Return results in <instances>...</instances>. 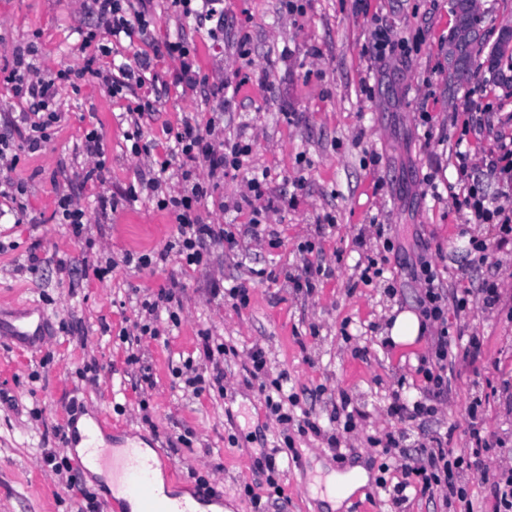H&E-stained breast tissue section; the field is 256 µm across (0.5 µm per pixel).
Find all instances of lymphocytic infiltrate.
Masks as SVG:
<instances>
[{
  "label": "lymphocytic infiltrate",
  "instance_id": "1",
  "mask_svg": "<svg viewBox=\"0 0 512 512\" xmlns=\"http://www.w3.org/2000/svg\"><path fill=\"white\" fill-rule=\"evenodd\" d=\"M83 6L95 21L94 30L85 33L83 46L92 47V54L84 60L82 74L93 78H102L105 73L104 61L112 56V43H134L149 34L156 22L151 10L150 0H84ZM170 9L180 16L195 19L198 24L207 25V34L211 40L220 42L224 39V10L221 0H169ZM111 36V44L97 41L99 33ZM413 49L409 37L394 34L389 26H378L370 36L365 50L371 64L379 65L396 57H406ZM35 47L15 48L10 58L0 64V71L5 74V81L10 84L19 112L10 117L9 123L17 132L18 141L0 138V167L15 169L17 157L13 152L15 145L34 151L50 140L53 131L61 121L58 99V81L68 79V71L58 72L56 78L44 75L36 62ZM168 57L174 63L169 79H162L155 71L153 61ZM151 87L157 93H169L171 88L179 87L185 91H197L207 88L210 97L217 102L227 101L234 87L228 79H210L202 73L195 49L182 38L166 40L154 46L152 52L134 51L132 58L122 61L118 74L111 80L110 93L113 98L126 101V110L131 119L132 129L126 132L125 139L130 144L134 156H147L151 153L150 142L145 141L140 120L144 114L154 111V100L144 97L128 100L127 95L136 88ZM222 117L213 112L207 118L183 119L180 128L173 136L172 153L180 161L182 187L177 193L163 192L169 161L149 165L142 173L137 185L128 186L118 193L102 194L98 201L100 211L117 210L121 202H134L140 192H148L154 199L158 210L170 213L177 226L178 235L174 241L157 253L138 257L141 266L166 263L170 257H177L188 266H199L207 259L206 247L210 244H235L236 234L231 225L208 222L203 212L210 199L230 174L245 168L253 151L249 140H216L215 134L220 127ZM457 169L456 186L462 191L463 205L471 212L472 223L490 224L495 228L492 245L502 250L512 247V210L489 202L479 195L473 186L474 170L467 162V153H460ZM240 201L250 210V223L259 226L266 223L270 214L279 213L295 207L297 198H286L274 193L267 178L253 177L247 181V190ZM418 277L423 286L420 299L422 313L426 320L440 323L438 338L434 344V367L424 368L423 374L433 403L448 394V360L457 356L468 363H475L480 355L477 338L468 339L466 344L453 346L450 333L444 326L449 308H463L468 303L470 288H456L445 292L438 283V275L431 264H421ZM182 301L176 286L160 288L155 299L143 301L141 309L145 313L143 324L138 325L137 333L129 344L131 351L126 358L127 365L139 363L136 351L144 339L155 338L159 331L154 326L160 312H167L170 320H177L178 309ZM200 359L211 370V379H204L202 374L189 377L188 383L195 392L205 391L207 386H221L224 381V345L214 343L209 331H201L199 343ZM404 432L389 435L387 448L400 449V468L402 481L392 489V501L403 505L409 493L428 497H441L444 504L453 501H465L463 487L453 481V472L462 468L464 457H451L448 438L442 434L433 435L427 447L418 453L402 450Z\"/></svg>",
  "mask_w": 512,
  "mask_h": 512
}]
</instances>
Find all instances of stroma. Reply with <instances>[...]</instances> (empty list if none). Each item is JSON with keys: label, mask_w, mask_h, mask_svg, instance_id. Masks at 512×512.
<instances>
[{"label": "stroma", "mask_w": 512, "mask_h": 512, "mask_svg": "<svg viewBox=\"0 0 512 512\" xmlns=\"http://www.w3.org/2000/svg\"><path fill=\"white\" fill-rule=\"evenodd\" d=\"M162 42L184 34L193 42L203 73L247 76L248 88L224 107V136L245 134L253 142L249 171H267L277 193L297 196L288 211L268 223L282 245L249 231L247 211L233 203L245 192L249 171L225 179L217 195L225 208L209 207L208 219L236 225L237 246H214L206 264L194 268L171 260L165 266L137 268L125 254L162 249L177 227L148 195L101 215L97 199L136 183L146 159L132 156L124 135L129 128L122 101L112 99L101 81L88 77L59 81L58 129L36 154L20 151L14 178L25 180L26 209L0 223V322L35 306L49 320L47 336L9 340L0 335V512H78L83 492L106 500L105 487L89 471H55L45 451L76 459L74 424L99 420L107 444L143 440L157 455L169 457L176 472L166 480L173 494L201 498L216 490L225 512H332L327 488L336 477L363 466L369 476L339 512H452L442 500L410 498L396 506L384 492L402 474L380 446L399 423L387 407L394 389L419 399L420 360L429 355L437 325H429L407 347L387 342L389 320L417 310L419 283L410 267L426 259L444 286L454 284L459 264L469 262L472 241L495 229L474 224L458 234L464 215L441 193L456 178L454 143L460 134L451 114L472 95L485 105L477 113L481 131L469 135L470 164H478L498 134L512 133V90L482 91L487 68L473 69L468 82L448 78V38L455 26L451 0H304L303 14H288L280 0H224V40L212 43L206 28L184 29L167 0H153ZM398 35L418 38L416 51L390 65L386 76L368 72L363 47L376 20ZM82 0H0V58L18 46L36 45L48 77L80 69L85 53L80 34L93 28ZM251 35L250 66H243L234 44ZM203 93L170 92L157 112L143 119L152 142V159H164L168 128L184 117L215 109ZM433 116L432 139H425L418 114ZM100 125L104 134V182H82L86 159L81 140ZM380 163L365 167L370 155ZM435 173L434 187L423 181ZM71 194L85 211L83 234L73 237L53 216L60 194ZM332 225H325V215ZM391 227L393 252H385L373 227ZM313 242L309 255L298 247ZM41 259L31 270L29 256ZM384 259L383 276L364 282L359 258ZM330 268L312 294L295 291L291 279L305 261ZM114 262L105 279L85 275V265ZM262 279H255L257 270ZM399 287L388 293L386 279ZM495 280L501 294L496 309L469 299L449 311L450 333L478 337L475 365L458 361L446 401L425 423L407 427L409 451L428 443L433 431L449 433L448 447L463 453L472 430L495 433V451L456 476L473 512H494L493 480L512 469V251H490L474 266L470 288ZM183 287L180 322L158 340L143 343L138 364L126 363L128 345L119 334L140 321V303L159 287ZM248 284L249 302L234 308L211 296L208 285ZM215 342L233 346L224 365L223 390L194 393L173 374L186 359H197L200 330ZM262 349L263 381L286 378L298 403L292 424L281 425L265 407L257 385L244 381L243 366ZM150 384H140L141 375ZM361 411L353 427L333 413L340 400ZM316 414L323 435L301 434L303 411ZM341 440L328 449V435ZM294 448L292 469L267 478L257 463L273 451ZM79 487L69 491L67 479Z\"/></svg>", "instance_id": "35a3bbf8"}]
</instances>
